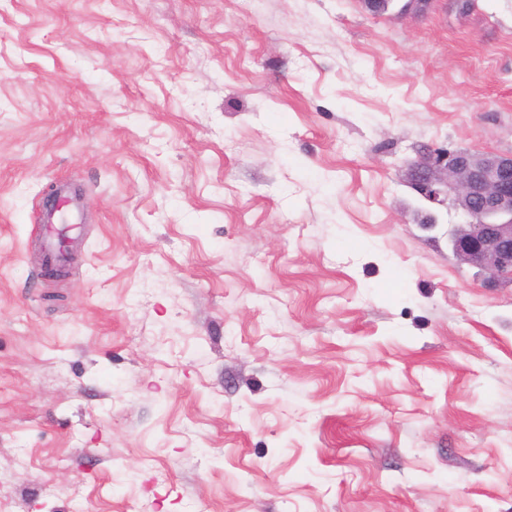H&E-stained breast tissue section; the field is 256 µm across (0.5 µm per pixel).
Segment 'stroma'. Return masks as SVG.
I'll return each instance as SVG.
<instances>
[{"mask_svg": "<svg viewBox=\"0 0 512 512\" xmlns=\"http://www.w3.org/2000/svg\"><path fill=\"white\" fill-rule=\"evenodd\" d=\"M425 145L512 151V0H0V512H512V284ZM383 1L389 3L391 0H362L365 9L372 15L380 16L386 14H393L395 16H405V15H413V16H424L430 10L432 4L436 0H400L399 2H404L401 8L393 11H389L387 7L385 13L376 12L375 4L382 3ZM80 230L79 224H56L51 221L44 224L43 247L47 259L53 263L61 261L66 255L65 243H71Z\"/></svg>", "mask_w": 512, "mask_h": 512, "instance_id": "stroma-1", "label": "stroma"}]
</instances>
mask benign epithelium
<instances>
[{
    "label": "benign epithelium",
    "instance_id": "7a95c632",
    "mask_svg": "<svg viewBox=\"0 0 512 512\" xmlns=\"http://www.w3.org/2000/svg\"><path fill=\"white\" fill-rule=\"evenodd\" d=\"M402 2L391 14L424 16L435 0ZM405 178L428 205L420 224L432 227L440 209L453 207L465 218L448 237L453 254L489 285L512 282V152L426 147Z\"/></svg>",
    "mask_w": 512,
    "mask_h": 512
}]
</instances>
